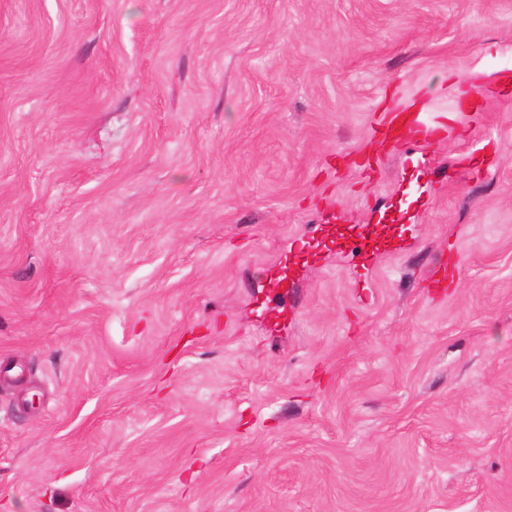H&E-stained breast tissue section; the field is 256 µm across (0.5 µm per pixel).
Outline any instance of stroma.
I'll use <instances>...</instances> for the list:
<instances>
[{"mask_svg":"<svg viewBox=\"0 0 512 512\" xmlns=\"http://www.w3.org/2000/svg\"><path fill=\"white\" fill-rule=\"evenodd\" d=\"M505 74L512 0H0V512H512ZM414 118H410L408 112H391L386 114L382 121V132L387 139H396L410 126Z\"/></svg>","mask_w":512,"mask_h":512,"instance_id":"1","label":"stroma"}]
</instances>
